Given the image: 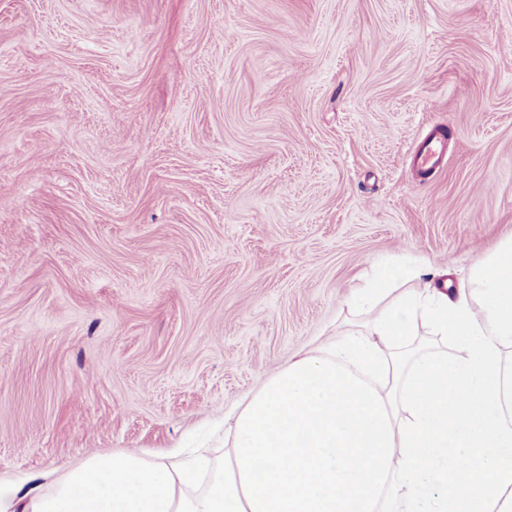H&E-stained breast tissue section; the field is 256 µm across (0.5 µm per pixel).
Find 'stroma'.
Instances as JSON below:
<instances>
[{"label":"stroma","mask_w":512,"mask_h":512,"mask_svg":"<svg viewBox=\"0 0 512 512\" xmlns=\"http://www.w3.org/2000/svg\"><path fill=\"white\" fill-rule=\"evenodd\" d=\"M1 199L0 475L220 448L379 261L512 236V0H0ZM444 148L445 142L440 138L424 141L414 157L416 166L424 171L434 169L442 161Z\"/></svg>","instance_id":"obj_1"}]
</instances>
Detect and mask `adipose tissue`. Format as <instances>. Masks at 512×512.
<instances>
[{"label": "adipose tissue", "instance_id": "adipose-tissue-1", "mask_svg": "<svg viewBox=\"0 0 512 512\" xmlns=\"http://www.w3.org/2000/svg\"><path fill=\"white\" fill-rule=\"evenodd\" d=\"M349 306L367 330L305 350L226 420L222 458L89 455L0 476V512H378L439 475L436 512H512V237L445 293L382 265ZM453 354L415 341L420 329Z\"/></svg>", "mask_w": 512, "mask_h": 512}]
</instances>
